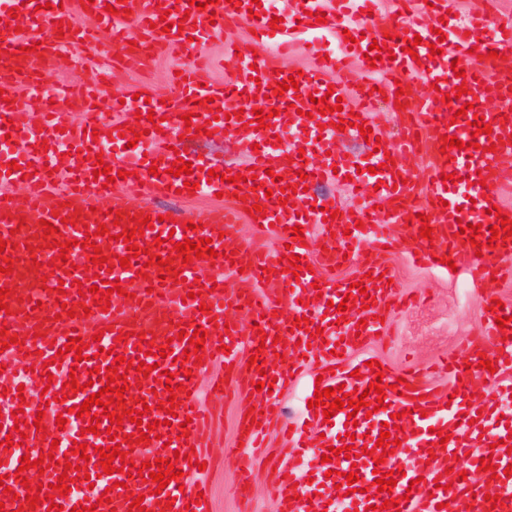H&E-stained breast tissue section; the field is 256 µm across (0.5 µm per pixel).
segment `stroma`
<instances>
[{"mask_svg":"<svg viewBox=\"0 0 512 512\" xmlns=\"http://www.w3.org/2000/svg\"><path fill=\"white\" fill-rule=\"evenodd\" d=\"M172 60L163 58L150 71H141L135 62H127L117 70L103 90L107 104L101 109L105 122H112L114 113L108 101L136 84H145L175 96L168 85ZM397 238L395 249L385 261L396 275L402 290L425 295L424 303L412 308L389 310V335L372 340L355 351L351 359L370 357L393 370L415 364L431 365L442 355L460 350L464 339L480 335L487 297L493 296L512 304V280L490 282L477 288L470 284L464 271H451L427 264L415 263L409 253L411 244L405 224L392 225ZM240 402L238 396L226 395L224 409L214 419L212 451L217 461L208 480L213 490V512H278L277 488L272 464L260 460L254 469L249 501H241L235 475V465L225 458V448L236 440Z\"/></svg>","mask_w":512,"mask_h":512,"instance_id":"stroma-1","label":"stroma"}]
</instances>
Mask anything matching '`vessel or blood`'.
Here are the masks:
<instances>
[{
	"label": "vessel or blood",
	"instance_id": "vessel-or-blood-1",
	"mask_svg": "<svg viewBox=\"0 0 512 512\" xmlns=\"http://www.w3.org/2000/svg\"><path fill=\"white\" fill-rule=\"evenodd\" d=\"M115 2L0 0V20L10 25L9 30L0 32V92L5 95L0 101V179L20 181L25 186L22 194L0 197V241L7 243L0 255L13 262L11 273H0V288L6 289L4 301L9 305L8 310L0 309V326L7 335L19 338L18 343L0 352V389L7 392L9 410L21 411L26 422L23 445L5 450L0 447V478H5L8 486L7 492H0L4 512H18L20 500L27 495L14 476L23 455L39 459L54 443L71 450L77 439L92 447L109 446L106 430L110 420L102 416L101 406H92L90 415L81 418L74 409L90 393L106 386L107 369L115 355L136 364L156 363L174 374L180 372L179 360L189 346L188 341L178 340V332L191 334L198 329L206 334L205 345L198 352L202 366L215 360L232 365L238 389L249 395L252 406L262 413L259 425L250 426L241 445L225 451L237 461L243 488L250 483L266 429L279 421L280 395L304 362L318 358L324 363L321 384L307 386L311 392L319 386H340L348 393H367L372 404L376 398L368 394L369 385L379 381L387 387L380 410L369 416L357 413L354 428L347 425V411L323 419L314 410H306V421L324 438L319 448L308 450L301 442V433L290 431L294 445L284 451L289 468L287 478L278 483L279 512H367L369 506H381L392 495L400 499V512H512V475L503 472L512 463L505 445L512 436V417H502L493 403L476 398L488 375L478 366L480 358L490 360L499 372L512 362V338H505L496 323L497 317L512 316L511 304L499 313H485L483 332L466 341L464 359L448 358L450 385L446 393L425 385L418 372H404L400 376L405 382L400 385L396 382L400 376L391 370L380 375L366 366L356 370L346 360L361 343L384 333L380 319L386 314V305L400 299L398 286L391 281L392 270L380 261L384 248L395 244L388 219L406 222L415 262L423 264L438 255L453 259L476 286L494 278L512 277V265L501 262L502 257L512 254V236L501 245L488 244L491 227L499 223L492 207H500L512 218V206L502 204L498 193L501 185L512 182V168L500 163L503 156L512 154V121H507L505 113L485 108L489 102L512 104V25L488 30L484 11L442 25L440 18L448 11V0H396L393 17L382 24L374 22L371 15L375 0H293L282 29L276 31L270 27V15L250 18L251 0H242L237 9L220 0L202 11L190 9L188 0H125L123 13L107 14L106 6ZM318 12L325 14V22L315 21ZM79 13L100 18L102 27L111 31L113 43L144 42L156 58L194 53L193 40L244 24L258 37L273 39L275 47L283 51L304 33L328 36L339 43L346 36L356 37L351 53L359 58L374 43L386 45L392 55L367 68L363 80L339 59H315L303 76L297 77V89L279 96L269 88L294 75L292 69L283 68L273 55H253L248 41L226 43L225 54L234 64L235 77L225 85L213 79L209 59L194 53L193 65L174 79L178 96L163 100L144 89L139 99L113 101V111L137 110L142 115L132 124L139 139L131 147L122 136V123L104 126L91 92L60 87V95L80 115L75 129L65 133L57 132L58 121L50 117L48 108L33 106L41 83L39 74L48 61L58 57L62 41L80 48L96 43L92 30L78 28L75 16ZM165 17L171 22L166 33L159 26ZM36 32L41 35L37 51H25L26 36ZM434 42L442 48L436 56L430 50ZM455 59L466 62L464 76L453 71L451 62ZM459 86L466 87V94L453 106H446V92ZM330 90L338 96L355 93L358 126H351L345 110L321 114L319 100ZM257 95L264 97L267 107L278 111L266 129L258 128L257 116L251 111ZM228 96L238 98L246 110L242 119L217 123L212 112L223 106ZM400 97L407 106L395 108L398 136L389 141L383 139L381 129L373 128L372 117L378 102L394 104ZM204 98L209 104L203 111L198 102ZM467 103L472 104V111L456 117V108ZM175 113L191 116L192 126L184 130V138L195 137L200 126L212 132L221 127L232 143L251 146L248 166L238 171L242 184L230 183L236 171L208 157L193 158L189 177L171 175L170 168L177 159L173 147L182 138L174 135L171 116ZM479 115L490 124L491 134H474L471 123ZM154 116L161 120L156 132L150 129ZM94 127L99 128V136H91ZM364 127L372 128L380 139L378 152L370 158L377 172L365 180L373 191V201L351 209L339 208L336 218L325 219L323 210L329 202L314 196L311 188L326 180L329 169L347 172L349 161L337 152L336 143L359 137ZM289 130L294 133L290 139L285 136ZM446 135L462 140L463 148L452 149L451 160L433 172L424 185H416L414 158L425 148L439 153ZM107 151L118 157L113 170L128 173L122 181L125 196L115 195L106 185V175L96 172V154ZM388 157L394 160L389 167L384 164ZM13 162L18 165L14 172L9 169ZM154 165L159 175L149 174V167ZM212 169L217 172L213 178L208 175ZM188 181L197 184L199 191L231 193L236 200L232 207L212 210L199 219L176 207L146 209L126 201L127 196L145 193L172 198ZM461 182L468 184L472 197L466 204L458 199L457 185ZM285 183L294 189L287 205L280 190ZM418 193L425 195L427 203L415 210L409 202ZM255 205L266 211L255 223L275 241V251L245 244L233 232L247 208ZM423 214L434 229L428 240L419 235ZM133 216L149 217L153 225L143 235L133 236L131 243L139 246L140 254L130 267L117 265L109 271L91 264L98 247L107 256H126L127 244L118 234ZM45 220L59 227L61 241L74 243L66 262L53 268L47 262L57 259L59 251L43 246L41 223ZM195 220L199 229H189V222ZM359 221L369 234L362 248L347 234ZM464 223L480 225L483 249H476L461 234ZM102 224L108 226V234L97 235L94 247H86V230L96 231ZM310 225L317 226L325 246L315 259L310 256V247L301 245L293 233L296 227ZM204 237L211 239L216 258H196L188 265L177 259L170 272L146 264L148 257L171 253L175 243ZM230 252L235 255L231 262L226 259ZM290 253L299 256L303 264L295 274L286 272L282 263ZM349 263L361 275L365 292L342 315L335 306L348 293V284L321 292L313 284L320 271ZM216 264L229 267L232 288H225L223 277L213 275ZM146 266L151 269L150 276L137 277V270ZM100 279L122 287L121 293L111 294V305L105 312L95 305L93 296L78 293L79 287H91ZM129 288L133 296L123 297V290ZM65 303L73 305L75 316L62 314ZM203 303L210 305V312L200 311ZM231 306L246 310L252 329L244 331L237 324H226L224 312ZM299 316L308 318L306 329L296 328ZM90 319L104 331L100 341H93L85 327ZM75 336L86 345L81 362L75 361L73 354H58ZM265 336L277 338V345L262 346ZM154 337L171 339L170 357L160 360L139 352L140 343ZM244 346L257 350V369L239 363L238 353ZM276 353L287 356V368L271 364ZM57 356L62 357V365H54ZM30 371L36 377L52 379L48 394L53 402L46 410L19 399L17 388ZM72 376L82 390L68 395L62 385ZM126 379L131 393L149 407L141 423L159 425L158 438L146 446L135 445L131 461H174L179 478L160 490L155 482L131 478L124 472L104 474L94 459L87 470H80L81 459L72 453L70 461L79 471L67 480L68 494L55 496V503L65 512L81 506L94 507L95 512H127L128 497L135 490L143 494L148 512H154L160 499L172 501L171 512H211L209 485L194 463L210 458L213 409L200 403L195 378L184 379L183 390L173 395L178 399V416L172 420L158 409L159 403L172 396L165 384L151 377L136 379L131 372ZM260 382L272 384V392H257ZM60 413L68 419L62 430L56 423ZM390 420L398 423L390 436L400 444L379 464L375 458L382 453L376 441L383 423ZM94 425L99 426V434H91ZM444 433L449 436L445 443L440 440ZM344 445L359 449V457L349 460L339 455L322 464L328 447ZM408 455L415 461L407 466L403 459ZM486 456L499 465L496 476L481 469L480 460ZM391 470L399 474L396 485L391 491H379L377 473ZM349 472L359 477L357 491L350 494L341 487L344 474ZM324 482L336 484V499L327 501L312 495L311 486ZM105 491L110 494L106 503L100 500ZM488 493L500 495L501 507L485 501Z\"/></svg>",
	"mask_w": 512,
	"mask_h": 512
}]
</instances>
